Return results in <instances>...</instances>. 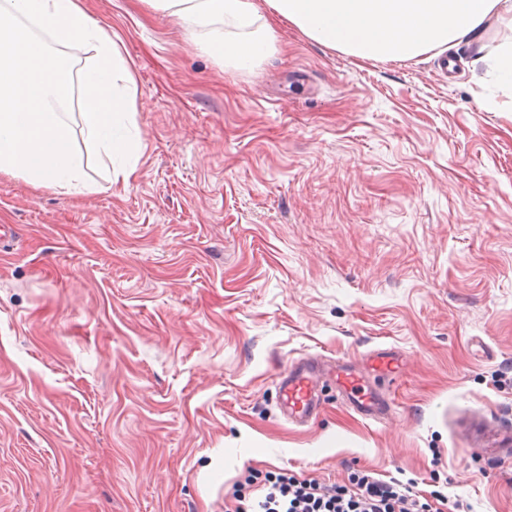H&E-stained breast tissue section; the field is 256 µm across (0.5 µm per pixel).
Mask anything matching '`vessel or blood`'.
Wrapping results in <instances>:
<instances>
[{"mask_svg": "<svg viewBox=\"0 0 512 512\" xmlns=\"http://www.w3.org/2000/svg\"><path fill=\"white\" fill-rule=\"evenodd\" d=\"M314 364V359H306L279 376L277 405L290 422H307L319 410ZM372 370L380 377L393 380L401 375L403 365L395 352L381 349L372 361ZM335 377L337 387L355 411L373 419L382 418L390 411V402L366 388L351 371L337 369Z\"/></svg>", "mask_w": 512, "mask_h": 512, "instance_id": "1", "label": "vessel or blood"}]
</instances>
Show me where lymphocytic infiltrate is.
I'll use <instances>...</instances> for the list:
<instances>
[{"instance_id": "f902f5d3", "label": "lymphocytic infiltrate", "mask_w": 512, "mask_h": 512, "mask_svg": "<svg viewBox=\"0 0 512 512\" xmlns=\"http://www.w3.org/2000/svg\"><path fill=\"white\" fill-rule=\"evenodd\" d=\"M259 488V496L240 497L235 512H449L451 506L447 495L431 501L414 494L411 484L368 474L348 487L269 471Z\"/></svg>"}]
</instances>
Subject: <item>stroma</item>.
Returning <instances> with one entry per match:
<instances>
[{"label":"stroma","mask_w":512,"mask_h":512,"mask_svg":"<svg viewBox=\"0 0 512 512\" xmlns=\"http://www.w3.org/2000/svg\"><path fill=\"white\" fill-rule=\"evenodd\" d=\"M135 81L129 185L94 150L79 193L0 174V512H233L248 470L415 480L512 512V41L360 60L266 16L226 67L146 0H80ZM404 361L390 418L278 375L319 355ZM489 72L504 87L512 88V41L505 44L494 56L486 57ZM317 358H307L295 367L287 368L277 383V405L289 422L301 424L315 416L319 410L316 393Z\"/></svg>","instance_id":"stroma-1"}]
</instances>
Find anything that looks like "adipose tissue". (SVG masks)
Wrapping results in <instances>:
<instances>
[{
	"mask_svg": "<svg viewBox=\"0 0 512 512\" xmlns=\"http://www.w3.org/2000/svg\"><path fill=\"white\" fill-rule=\"evenodd\" d=\"M189 30L210 34L206 47L239 69L274 47L271 27L255 30L261 11L316 44L361 59L406 60L455 43H475L489 19L512 27V0H148Z\"/></svg>",
	"mask_w": 512,
	"mask_h": 512,
	"instance_id": "ef3b65f1",
	"label": "adipose tissue"
}]
</instances>
